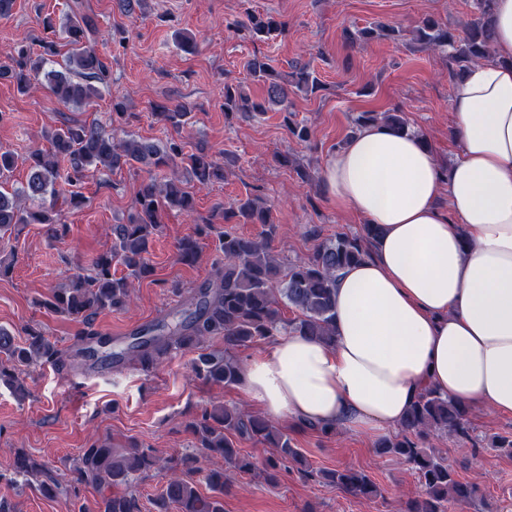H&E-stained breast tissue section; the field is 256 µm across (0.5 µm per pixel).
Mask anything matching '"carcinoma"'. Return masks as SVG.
I'll use <instances>...</instances> for the list:
<instances>
[{"mask_svg":"<svg viewBox=\"0 0 512 512\" xmlns=\"http://www.w3.org/2000/svg\"><path fill=\"white\" fill-rule=\"evenodd\" d=\"M495 0H476L478 14L456 35L433 18H426L414 28L420 48L432 52H449L455 64L453 76L492 58L490 19ZM44 29L63 39L71 49L60 69L43 72L49 57L56 53V41L44 40L38 50L21 46L14 65L3 73L11 75L17 90L27 94L32 80L44 73L49 91L65 105H86L101 97L108 71L95 43L96 21L87 14L71 13L61 24L46 16ZM240 26L254 40L273 35L280 28L272 16L249 12ZM251 76L266 86V97L250 98L240 85H224V114L265 112L272 106L288 107V88L266 62L254 58L248 62ZM294 87L305 93L320 88L319 79L309 65L294 66ZM190 111L183 104L172 108L160 105L154 116L165 126L182 127ZM357 127L384 123L397 131L408 130L398 112H361L354 119ZM46 150L31 151L25 158L28 176L25 185L12 191L0 188V231L8 232L16 224H41L50 238H61L67 225L51 218L46 204L58 199L62 185L71 187L72 203L82 198L75 190L84 172L91 167L110 172L141 164L153 169L140 183L136 195V211L129 223L115 224L114 241L109 250L91 257L87 264L91 275L72 276L63 288L50 291L43 302L53 313L87 322L104 310L124 309L130 302V280L150 275V244L162 231L161 216L166 210L185 213L194 210L193 197L176 176L174 167L183 168L192 180L208 186L224 180V151L213 154L203 150L185 151L184 144L169 138L161 144L145 142L132 136L116 139L97 121L66 124L45 134ZM18 157L0 148V180L9 177ZM260 224L262 235L245 237L224 231L218 237L217 250L222 263L212 278L181 308L166 313L155 322L131 335V341L118 352L105 358L115 364L149 370L163 363L177 350L196 349L212 338L224 340V351L201 353L192 364L197 379L237 386L242 383L243 365L234 351L261 339L277 335L280 330L299 336H310L325 342L335 333L334 285L336 274L369 256L368 244L379 233L375 224H365L355 236L337 234L317 245L311 256L296 262H280L270 245L277 226L270 207L258 196L239 199L224 209V223ZM213 225H197L195 233L182 238L177 245V258L183 264L197 262L201 246L199 238L207 236ZM125 267L121 277L112 273L113 263ZM297 311L292 320L281 317L280 305ZM70 356L39 331H30L22 340L0 327V383L24 394L20 374L24 367L38 362L60 369ZM201 456L186 454L170 466L180 471L168 476L154 500V512H224V494L230 491L226 468L239 474L254 475L272 481L280 469L296 467L305 477L317 476L323 482L341 488L354 496L376 498L381 491L365 474L342 468L314 473L305 466L304 456L290 437L269 421L240 411L235 407L216 405L204 410L189 424ZM471 408L454 403L434 389L424 390L411 405L400 423V431L384 437L378 452L412 465L422 486L421 495L406 502L403 512H447V505H471L479 497V488L457 478L454 470L426 442L433 432L453 434L460 439L470 437ZM241 440H255L276 449V457L258 469L251 457L241 453ZM220 468L206 470L204 479L211 494L198 491L194 475L200 471V458ZM157 466L151 449L136 442L124 448L111 444H93L83 449L73 468L71 484H62L51 471H45L41 491L48 497L67 496L70 488L84 485L98 494L93 506L80 512H142L140 499L130 488L136 473H148Z\"/></svg>","mask_w":512,"mask_h":512,"instance_id":"cac0c4a2","label":"carcinoma"}]
</instances>
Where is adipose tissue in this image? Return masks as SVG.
<instances>
[{"instance_id": "obj_1", "label": "adipose tissue", "mask_w": 512, "mask_h": 512, "mask_svg": "<svg viewBox=\"0 0 512 512\" xmlns=\"http://www.w3.org/2000/svg\"><path fill=\"white\" fill-rule=\"evenodd\" d=\"M492 32L493 59L454 86L451 166L382 123L327 161L333 204L380 234L336 280L332 344L284 335L245 367L267 414L379 434L427 388L512 414V0Z\"/></svg>"}]
</instances>
